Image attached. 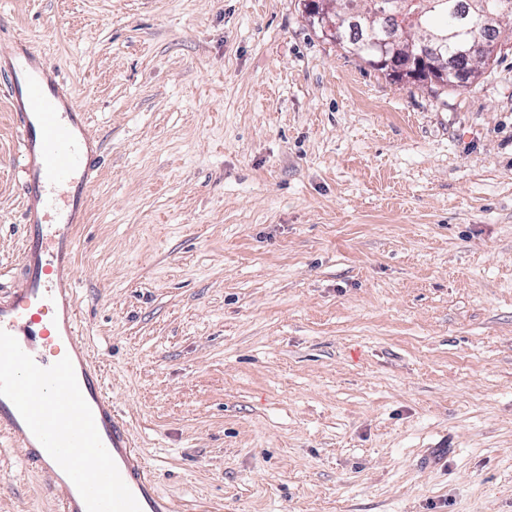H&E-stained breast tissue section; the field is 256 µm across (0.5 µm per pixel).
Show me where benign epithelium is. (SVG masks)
<instances>
[{
	"label": "benign epithelium",
	"instance_id": "benign-epithelium-1",
	"mask_svg": "<svg viewBox=\"0 0 512 512\" xmlns=\"http://www.w3.org/2000/svg\"><path fill=\"white\" fill-rule=\"evenodd\" d=\"M394 12L386 11L382 0H371L366 9L361 10L347 2L332 8L324 0H306V13L312 16L322 34L332 40H338L349 24L363 26L365 36L362 43L353 47L359 51L365 47L373 49L372 63L391 73L393 79L406 83L444 84L450 80L457 84L472 82L470 69L454 67L449 70L443 63L447 55L448 41L455 39L456 32L439 30L427 32V36L415 45L406 40L404 31L410 26H421L422 11L412 13L405 8L404 0H393ZM394 17L400 21L401 31L392 32L385 26V20ZM512 23V3L501 0L493 12H480L476 24L480 32L465 40H457V59L460 61L481 60L494 54L498 46L483 40L481 30L489 26H501Z\"/></svg>",
	"mask_w": 512,
	"mask_h": 512
}]
</instances>
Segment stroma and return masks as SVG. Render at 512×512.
<instances>
[{
	"label": "stroma",
	"mask_w": 512,
	"mask_h": 512,
	"mask_svg": "<svg viewBox=\"0 0 512 512\" xmlns=\"http://www.w3.org/2000/svg\"><path fill=\"white\" fill-rule=\"evenodd\" d=\"M104 145L87 343L179 512H512V41L399 83L304 0H0ZM21 159L0 96V287ZM0 512H57L0 434Z\"/></svg>",
	"instance_id": "obj_1"
}]
</instances>
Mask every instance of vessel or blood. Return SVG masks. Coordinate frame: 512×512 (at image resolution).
Segmentation results:
<instances>
[{
  "label": "vessel or blood",
  "mask_w": 512,
  "mask_h": 512,
  "mask_svg": "<svg viewBox=\"0 0 512 512\" xmlns=\"http://www.w3.org/2000/svg\"><path fill=\"white\" fill-rule=\"evenodd\" d=\"M0 95L9 103L16 130L24 198L23 249L15 269L19 285L0 291V329L20 338L28 355L40 346L48 349V358L38 361L40 367L71 359L100 438L142 512H177L174 502L159 493L101 370L86 351L80 326L73 277L77 234L88 219L89 192L103 144L58 71L18 32L0 41ZM0 431L19 439L29 466L49 473L60 512H86L73 482L4 397Z\"/></svg>",
  "instance_id": "vessel-or-blood-1"
}]
</instances>
